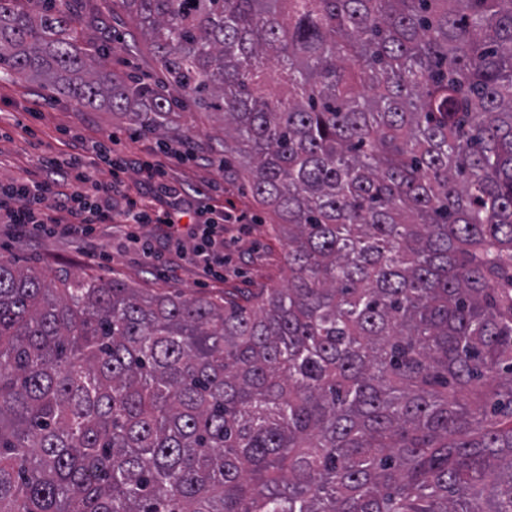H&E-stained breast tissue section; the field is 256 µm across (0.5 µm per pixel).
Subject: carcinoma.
<instances>
[{
  "mask_svg": "<svg viewBox=\"0 0 512 512\" xmlns=\"http://www.w3.org/2000/svg\"><path fill=\"white\" fill-rule=\"evenodd\" d=\"M119 2L161 81L97 68L70 0H0V70L219 116L288 284L1 258L0 512H512V0Z\"/></svg>",
  "mask_w": 512,
  "mask_h": 512,
  "instance_id": "1",
  "label": "carcinoma"
}]
</instances>
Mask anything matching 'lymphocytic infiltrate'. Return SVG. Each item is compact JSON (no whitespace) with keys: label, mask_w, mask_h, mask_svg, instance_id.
<instances>
[{"label":"lymphocytic infiltrate","mask_w":512,"mask_h":512,"mask_svg":"<svg viewBox=\"0 0 512 512\" xmlns=\"http://www.w3.org/2000/svg\"><path fill=\"white\" fill-rule=\"evenodd\" d=\"M112 138L86 139L73 134L65 158L43 161L39 179L22 177L0 184V223L12 225L19 236H53L59 233L79 237L90 257H97L94 239L99 224H162L174 243H181L180 216L186 200L181 185L170 179L159 160H135L153 187L149 201L140 202L122 188L124 162L112 159ZM108 166L110 182L98 178L101 166ZM193 255L204 274H212L224 262V226L210 216L208 208L196 211Z\"/></svg>","instance_id":"lymphocytic-infiltrate-1"}]
</instances>
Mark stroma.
I'll return each instance as SVG.
<instances>
[{
    "mask_svg": "<svg viewBox=\"0 0 512 512\" xmlns=\"http://www.w3.org/2000/svg\"><path fill=\"white\" fill-rule=\"evenodd\" d=\"M72 12L83 48L100 56L107 68L147 81L160 79L159 65L150 45L133 18L112 0H74ZM177 123L183 134H145L104 106L77 109L66 96L43 89L25 80L0 78V181L7 182L22 169L38 171L41 158L62 156L66 151V131H81L87 138L115 136L117 156L136 158L167 146L170 151L191 147L193 162H171L170 176L189 195H201L203 203L215 208H231L252 220L234 250L224 254V278L209 280L179 255L168 251L162 227L147 224L140 228L143 240L159 254L156 264H148L125 238L105 224L98 230L102 249L111 255L108 264L91 261L80 244L59 234L53 237L22 239L12 228L0 224V256L13 257L47 269L81 275L104 272L123 278L129 285L147 291L179 289L186 294L223 295L233 288L259 291L286 283L285 249L269 225L256 223L258 205L240 184L224 179L218 165L222 158L221 123L217 116L183 100ZM216 192H209V185Z\"/></svg>",
    "mask_w": 512,
    "mask_h": 512,
    "instance_id": "obj_1",
    "label": "stroma"
}]
</instances>
